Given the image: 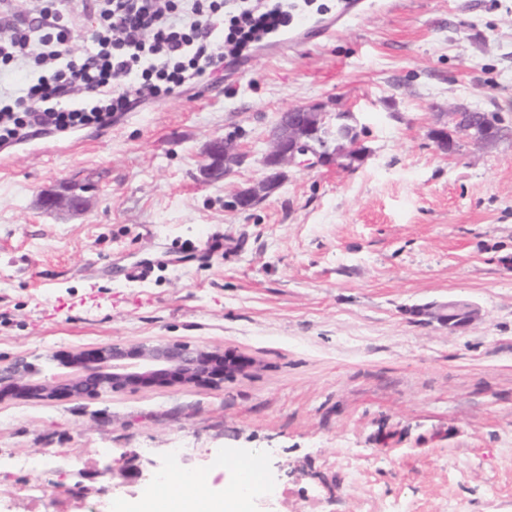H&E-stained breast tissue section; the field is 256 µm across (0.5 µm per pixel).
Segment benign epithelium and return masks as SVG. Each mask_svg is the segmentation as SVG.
Segmentation results:
<instances>
[{"label":"benign epithelium","mask_w":512,"mask_h":512,"mask_svg":"<svg viewBox=\"0 0 512 512\" xmlns=\"http://www.w3.org/2000/svg\"><path fill=\"white\" fill-rule=\"evenodd\" d=\"M327 113L314 106H298L281 113L269 134V149L261 164L266 175L255 185L238 189L230 205L248 211L275 191L286 177L290 166L308 169L336 164L352 168L363 153L346 148L333 154L317 150L314 135L326 122ZM455 132L469 133L478 124L492 120L490 114L478 115L463 110L451 113ZM206 154L209 162L201 169L207 181L226 177L232 166L243 160L234 140L217 137L210 141ZM426 314L448 328L456 329L473 323L478 311L456 301ZM69 377L55 371H42L27 358L16 357L0 362V400L6 397L24 400H52L59 396L83 397L103 392H135L148 387L217 386L255 367V362L234 356L224 350L191 345L169 339L146 340L135 344L112 343L92 353L71 355Z\"/></svg>","instance_id":"1"}]
</instances>
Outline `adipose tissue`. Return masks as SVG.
<instances>
[{"mask_svg": "<svg viewBox=\"0 0 512 512\" xmlns=\"http://www.w3.org/2000/svg\"><path fill=\"white\" fill-rule=\"evenodd\" d=\"M207 482L183 474L169 482L163 495H148L123 512H247L248 502L242 490L228 494H213L206 489Z\"/></svg>", "mask_w": 512, "mask_h": 512, "instance_id": "obj_1", "label": "adipose tissue"}]
</instances>
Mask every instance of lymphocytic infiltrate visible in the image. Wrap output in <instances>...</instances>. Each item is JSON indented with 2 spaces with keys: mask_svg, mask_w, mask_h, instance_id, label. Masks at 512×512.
I'll return each instance as SVG.
<instances>
[{
  "mask_svg": "<svg viewBox=\"0 0 512 512\" xmlns=\"http://www.w3.org/2000/svg\"><path fill=\"white\" fill-rule=\"evenodd\" d=\"M294 0H0V71L22 72L0 92V146L39 132L109 125L143 95L171 98L219 77L288 30ZM89 21V49L73 55L65 16Z\"/></svg>",
  "mask_w": 512,
  "mask_h": 512,
  "instance_id": "obj_1",
  "label": "lymphocytic infiltrate"
}]
</instances>
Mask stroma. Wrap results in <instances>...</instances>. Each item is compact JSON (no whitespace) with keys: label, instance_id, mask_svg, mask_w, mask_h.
Returning <instances> with one entry per match:
<instances>
[{"label":"stroma","instance_id":"1","mask_svg":"<svg viewBox=\"0 0 512 512\" xmlns=\"http://www.w3.org/2000/svg\"><path fill=\"white\" fill-rule=\"evenodd\" d=\"M301 105L352 113L365 161L287 169L254 209L228 208ZM462 108L512 129V0H371L221 82L0 148V361L60 372L76 350L176 339L256 363L218 387L0 400V512L134 503L156 488L125 478L132 457L220 494L255 459L279 495L248 512H512V132L438 152L429 128ZM225 135L245 159L203 181ZM74 185L84 210L42 208ZM208 234L221 247L185 255ZM451 300L480 319L422 316Z\"/></svg>","mask_w":512,"mask_h":512}]
</instances>
